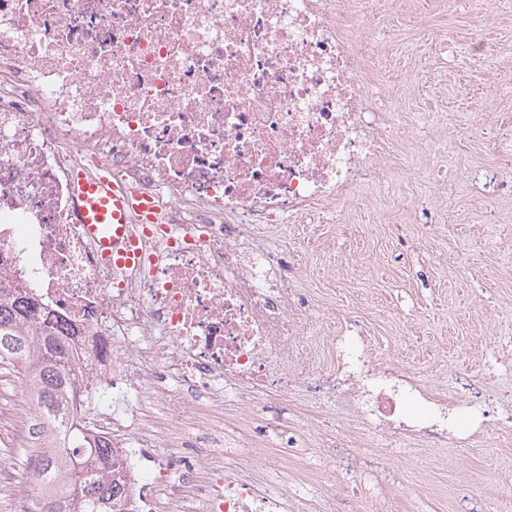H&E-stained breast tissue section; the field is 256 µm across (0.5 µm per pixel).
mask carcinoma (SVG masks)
<instances>
[{"instance_id": "carcinoma-1", "label": "carcinoma", "mask_w": 512, "mask_h": 512, "mask_svg": "<svg viewBox=\"0 0 512 512\" xmlns=\"http://www.w3.org/2000/svg\"><path fill=\"white\" fill-rule=\"evenodd\" d=\"M92 361L90 352L75 349L59 335L54 312L24 294L0 302V365L22 366L29 370L38 412L45 432L54 441L45 456L28 449L30 463L37 464L39 476L30 483L45 496L42 512L79 484L87 493L69 499L62 512H109V503L121 487L106 483L91 467L95 459L105 460L112 449L105 441L86 440L84 419L67 414V404L76 408L89 402L94 391L84 383L85 367Z\"/></svg>"}]
</instances>
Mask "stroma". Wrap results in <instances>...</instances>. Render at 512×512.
Instances as JSON below:
<instances>
[{
  "instance_id": "obj_1",
  "label": "stroma",
  "mask_w": 512,
  "mask_h": 512,
  "mask_svg": "<svg viewBox=\"0 0 512 512\" xmlns=\"http://www.w3.org/2000/svg\"><path fill=\"white\" fill-rule=\"evenodd\" d=\"M374 19L364 40V84L378 110L399 115L386 156L392 174L376 190L318 223L291 220L267 232L289 248L309 292L310 329L297 347L322 348L331 314L356 320L372 358L400 364L433 391L463 385L491 395L512 387V193L489 197L484 174L512 152V0H350ZM482 26L488 61L468 53ZM497 86L491 112L471 99ZM322 401L325 422L299 408ZM301 436L296 460L270 446L281 424ZM253 428L268 448L263 490L319 506L336 485V512H494L512 501V423L498 421L460 451L410 440L363 441L345 392L315 397L296 384Z\"/></svg>"
}]
</instances>
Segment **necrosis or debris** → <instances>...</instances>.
<instances>
[{
	"label": "necrosis or debris",
	"mask_w": 512,
	"mask_h": 512,
	"mask_svg": "<svg viewBox=\"0 0 512 512\" xmlns=\"http://www.w3.org/2000/svg\"><path fill=\"white\" fill-rule=\"evenodd\" d=\"M369 14L348 0H0V291L27 289L76 346L102 347L86 381L135 405L91 418L124 493L113 512H299L233 477L251 434L224 395L288 398L283 363L307 332V293L266 226L310 220L386 179L392 118L363 90ZM104 168L150 195L141 254L102 257L78 224L71 174ZM336 370L308 358L310 389L344 386L369 432L465 448L479 397L447 403L402 367L366 368L368 338H329ZM13 434L40 451L21 383Z\"/></svg>",
	"instance_id": "4bbe7bcc"
}]
</instances>
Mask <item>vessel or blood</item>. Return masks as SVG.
<instances>
[{"mask_svg": "<svg viewBox=\"0 0 512 512\" xmlns=\"http://www.w3.org/2000/svg\"><path fill=\"white\" fill-rule=\"evenodd\" d=\"M77 214L89 235L106 256H117L119 262L131 265L137 253L124 241L122 224L128 223L133 213L150 215L154 208L151 198L133 197L112 184L104 175L78 176L75 184Z\"/></svg>", "mask_w": 512, "mask_h": 512, "instance_id": "obj_1", "label": "vessel or blood"}]
</instances>
